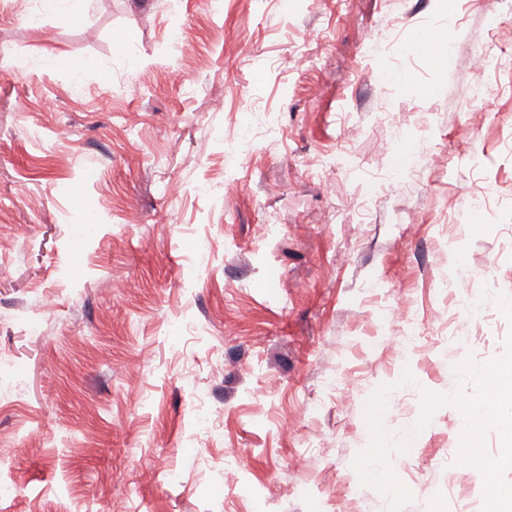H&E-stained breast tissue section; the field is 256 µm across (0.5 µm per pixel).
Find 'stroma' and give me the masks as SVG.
<instances>
[{
  "label": "stroma",
  "instance_id": "1",
  "mask_svg": "<svg viewBox=\"0 0 512 512\" xmlns=\"http://www.w3.org/2000/svg\"><path fill=\"white\" fill-rule=\"evenodd\" d=\"M73 13L0 0V512H386L352 467L367 398L392 385L400 431L512 333V0ZM462 421L394 456L404 512H479Z\"/></svg>",
  "mask_w": 512,
  "mask_h": 512
}]
</instances>
